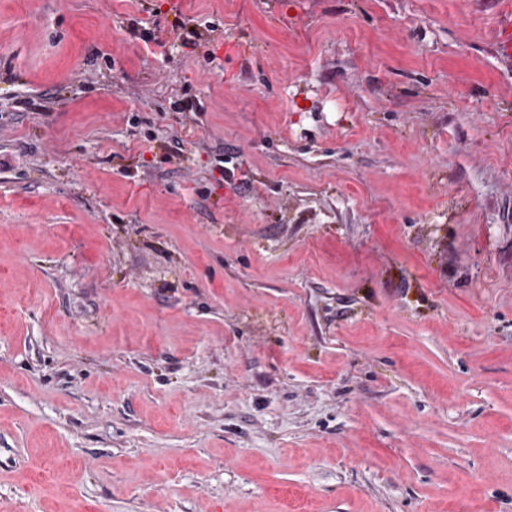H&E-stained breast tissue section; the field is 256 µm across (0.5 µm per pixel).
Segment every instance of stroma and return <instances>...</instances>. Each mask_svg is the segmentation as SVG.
<instances>
[{"label": "stroma", "instance_id": "35a3bbf8", "mask_svg": "<svg viewBox=\"0 0 512 512\" xmlns=\"http://www.w3.org/2000/svg\"><path fill=\"white\" fill-rule=\"evenodd\" d=\"M506 12L0 0V512H512Z\"/></svg>", "mask_w": 512, "mask_h": 512}]
</instances>
